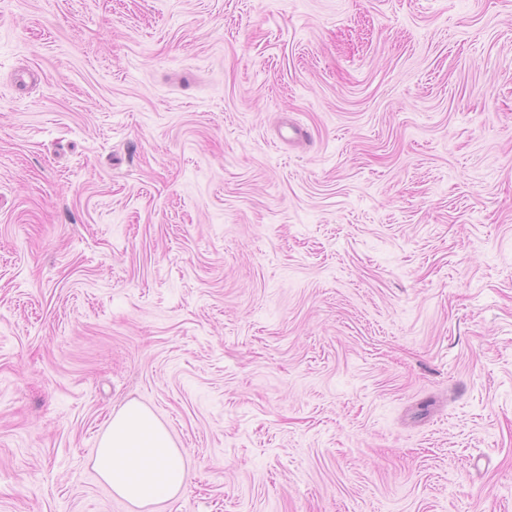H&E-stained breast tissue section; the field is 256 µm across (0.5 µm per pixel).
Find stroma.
Returning a JSON list of instances; mask_svg holds the SVG:
<instances>
[{"label": "stroma", "mask_w": 512, "mask_h": 512, "mask_svg": "<svg viewBox=\"0 0 512 512\" xmlns=\"http://www.w3.org/2000/svg\"><path fill=\"white\" fill-rule=\"evenodd\" d=\"M0 512H512V0H0ZM94 465L116 494L137 506L171 499L187 477L184 458L165 426L134 402L113 414Z\"/></svg>", "instance_id": "35a3bbf8"}]
</instances>
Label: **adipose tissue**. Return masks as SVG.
I'll return each mask as SVG.
<instances>
[{"label": "adipose tissue", "instance_id": "1", "mask_svg": "<svg viewBox=\"0 0 512 512\" xmlns=\"http://www.w3.org/2000/svg\"><path fill=\"white\" fill-rule=\"evenodd\" d=\"M95 469L116 494L138 506L171 499L187 477L184 458L165 426L134 402L113 414Z\"/></svg>", "mask_w": 512, "mask_h": 512}]
</instances>
